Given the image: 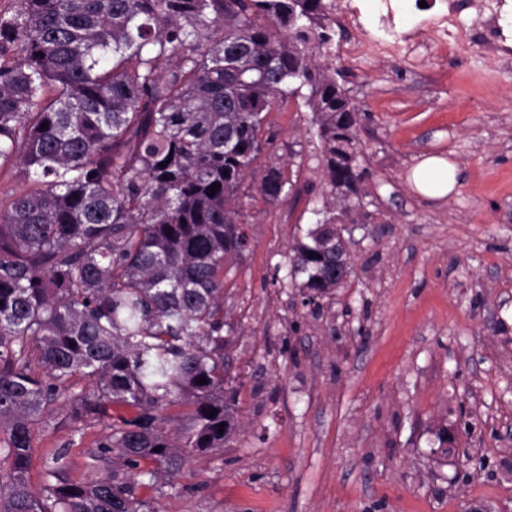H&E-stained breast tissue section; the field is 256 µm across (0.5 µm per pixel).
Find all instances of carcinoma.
Instances as JSON below:
<instances>
[{"instance_id": "1", "label": "carcinoma", "mask_w": 512, "mask_h": 512, "mask_svg": "<svg viewBox=\"0 0 512 512\" xmlns=\"http://www.w3.org/2000/svg\"><path fill=\"white\" fill-rule=\"evenodd\" d=\"M330 7L11 0L0 11V167L31 183L0 200V512H155L138 494L156 478L142 461L174 476L238 432L224 275L246 245V177L269 206L293 190L279 160L255 168L276 99L309 91L332 190L363 199L358 108L316 61ZM315 215L291 259L311 299L336 288L343 254L332 212ZM75 377L86 387L70 394ZM178 404L190 411L175 440L164 410ZM111 406L133 415L112 416L92 473L70 480L59 452L33 489L31 424L59 411L78 432Z\"/></svg>"}]
</instances>
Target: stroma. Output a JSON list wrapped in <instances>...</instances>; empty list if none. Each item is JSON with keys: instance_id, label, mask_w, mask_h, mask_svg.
<instances>
[{"instance_id": "stroma-1", "label": "stroma", "mask_w": 512, "mask_h": 512, "mask_svg": "<svg viewBox=\"0 0 512 512\" xmlns=\"http://www.w3.org/2000/svg\"><path fill=\"white\" fill-rule=\"evenodd\" d=\"M426 2L399 17L394 50L368 39L376 0L361 28L333 26L324 59L361 112L365 197L344 233L350 278L313 306L289 259L330 185L305 99L268 112L275 150L257 162H294L295 191L272 207L243 184L249 246L224 283L239 431L141 490L156 512H512V24L491 51L483 0ZM433 155L459 170L436 200L409 181ZM443 427L455 458L435 453ZM106 431L34 425L32 486L62 447L80 479Z\"/></svg>"}]
</instances>
